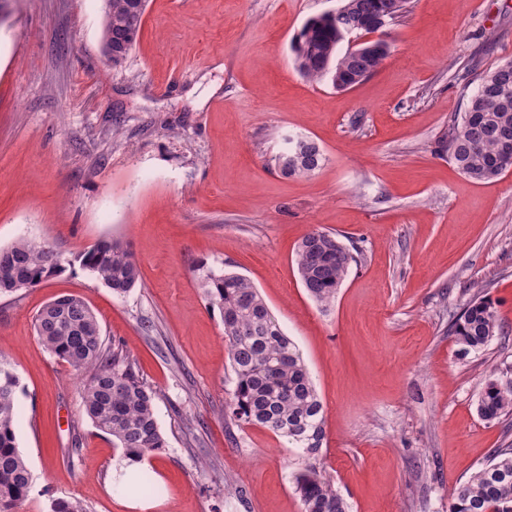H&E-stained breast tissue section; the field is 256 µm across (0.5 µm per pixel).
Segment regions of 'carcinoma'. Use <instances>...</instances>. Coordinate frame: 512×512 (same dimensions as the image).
I'll return each instance as SVG.
<instances>
[{"instance_id": "1", "label": "carcinoma", "mask_w": 512, "mask_h": 512, "mask_svg": "<svg viewBox=\"0 0 512 512\" xmlns=\"http://www.w3.org/2000/svg\"><path fill=\"white\" fill-rule=\"evenodd\" d=\"M409 0H345L341 23L322 14L309 20L292 42L295 65L308 80L330 78L344 90L380 67L388 47L374 42L360 56L340 52L341 35L354 20L361 28L376 17L390 21L406 13ZM147 0H105L102 31L104 53L112 64L130 54L142 28ZM512 139V61L481 74L464 112L448 128V156L468 178L486 182L512 168V155L500 152L503 138ZM325 160L320 146L307 141L302 167L281 170L284 176L311 175ZM113 293L121 296L140 280L134 254L121 242L102 240L74 257ZM354 257L332 233L314 230L299 243L295 262L308 296L322 307L336 299ZM63 269L61 254L48 241L21 239L0 248V295L41 285ZM209 303L224 322L228 358L236 385L224 406V417L241 425L264 427L301 450L304 466L291 474L302 512H349V506L319 466L326 440L323 403L297 345L245 277L236 273L206 275ZM42 345L76 370L87 374L81 403L86 417L112 436L125 458L140 462L166 447L156 418L157 392L141 381L129 357L104 344L99 321L88 303L64 296L47 304L35 320ZM460 352L484 350L502 333L495 304L479 298L468 304L450 327ZM17 377L0 363V512H15L28 498L31 476L18 449L15 421ZM481 418L492 422L512 413V380L494 378L477 403ZM451 512H512V448L495 449L456 490Z\"/></svg>"}]
</instances>
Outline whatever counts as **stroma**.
<instances>
[{
    "label": "stroma",
    "instance_id": "stroma-1",
    "mask_svg": "<svg viewBox=\"0 0 512 512\" xmlns=\"http://www.w3.org/2000/svg\"><path fill=\"white\" fill-rule=\"evenodd\" d=\"M341 0H148L120 67L103 52L104 0H9L0 21V247L53 242L68 266L0 297V362L19 379L16 436L32 474L19 512L54 498L85 512H301L298 449L224 418L236 382L201 281L247 278L303 353L324 406L326 476L351 512H450L455 489L512 415L488 422V379L512 378V170L473 181L448 125L480 75L512 60V0H411L379 69L347 90L296 70L291 41ZM315 140L316 173L286 177L289 138ZM314 230L351 248L334 304L302 287ZM122 242L141 270L116 295L74 254ZM84 298L106 345L156 389L167 442L122 482L121 449L81 411L83 376L34 322ZM486 297L504 325L461 355L452 320Z\"/></svg>",
    "mask_w": 512,
    "mask_h": 512
}]
</instances>
